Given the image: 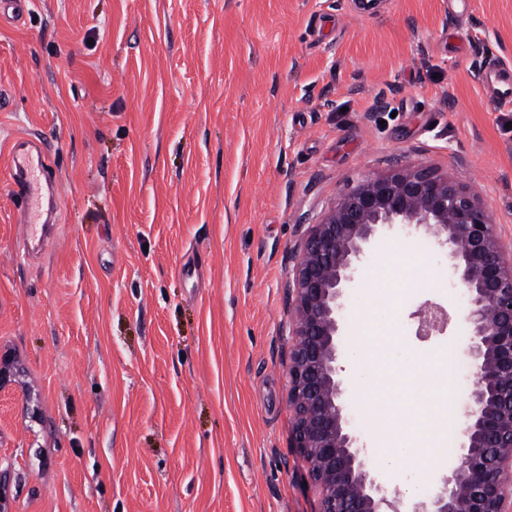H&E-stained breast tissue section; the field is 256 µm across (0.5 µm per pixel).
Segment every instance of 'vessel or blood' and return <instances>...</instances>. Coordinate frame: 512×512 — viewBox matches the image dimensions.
<instances>
[{
  "instance_id": "b4317fda",
  "label": "vessel or blood",
  "mask_w": 512,
  "mask_h": 512,
  "mask_svg": "<svg viewBox=\"0 0 512 512\" xmlns=\"http://www.w3.org/2000/svg\"><path fill=\"white\" fill-rule=\"evenodd\" d=\"M8 170L12 194L30 203L20 216L24 234L44 248L55 232L54 225L44 221L41 206V179L49 174L47 156L29 140L17 139L9 150Z\"/></svg>"
}]
</instances>
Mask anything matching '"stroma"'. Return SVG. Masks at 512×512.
I'll return each mask as SVG.
<instances>
[{"label":"stroma","mask_w":512,"mask_h":512,"mask_svg":"<svg viewBox=\"0 0 512 512\" xmlns=\"http://www.w3.org/2000/svg\"><path fill=\"white\" fill-rule=\"evenodd\" d=\"M0 21V512H312L289 446L297 224L398 162L475 187L512 244V0H25ZM45 141L24 251L7 156ZM409 248L416 268L387 267ZM385 364L462 344L446 251L394 230ZM434 301L453 320L419 340Z\"/></svg>","instance_id":"35a3bbf8"}]
</instances>
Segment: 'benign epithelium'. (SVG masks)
Listing matches in <instances>:
<instances>
[{
    "instance_id": "1",
    "label": "benign epithelium",
    "mask_w": 512,
    "mask_h": 512,
    "mask_svg": "<svg viewBox=\"0 0 512 512\" xmlns=\"http://www.w3.org/2000/svg\"><path fill=\"white\" fill-rule=\"evenodd\" d=\"M421 230L448 252L467 298L474 374L464 423L445 470L421 496L391 491L370 449L349 427L339 364L344 292L382 232ZM288 410L291 447L307 466L317 512H512V245L481 195L429 167L398 166L350 186L315 224L298 225L291 249ZM417 336L444 333L448 309L427 301Z\"/></svg>"
}]
</instances>
